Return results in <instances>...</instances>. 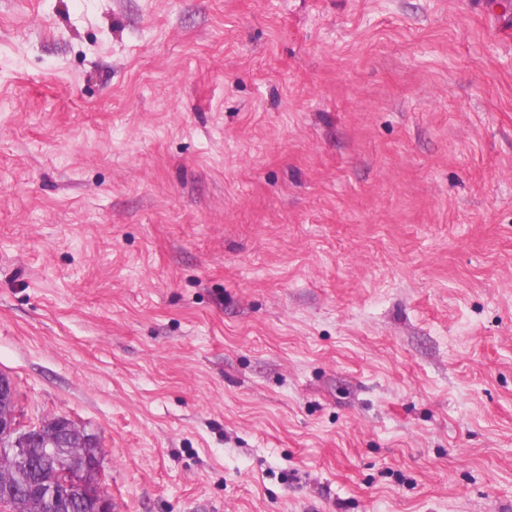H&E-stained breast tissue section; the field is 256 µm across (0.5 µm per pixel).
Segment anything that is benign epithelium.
Here are the masks:
<instances>
[{
    "instance_id": "obj_1",
    "label": "benign epithelium",
    "mask_w": 512,
    "mask_h": 512,
    "mask_svg": "<svg viewBox=\"0 0 512 512\" xmlns=\"http://www.w3.org/2000/svg\"><path fill=\"white\" fill-rule=\"evenodd\" d=\"M69 429V419L59 415L46 420L38 427L20 433L15 412L1 413L0 453L20 454L21 449L17 448V444L11 445L7 443V439L22 436L26 442L37 445L54 459L66 464L63 476L79 507L86 508V512H112L108 495L98 482L101 469L100 455L90 457L70 455L69 444L61 437V433Z\"/></svg>"
}]
</instances>
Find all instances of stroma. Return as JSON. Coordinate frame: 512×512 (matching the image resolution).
<instances>
[{
  "label": "stroma",
  "mask_w": 512,
  "mask_h": 512,
  "mask_svg": "<svg viewBox=\"0 0 512 512\" xmlns=\"http://www.w3.org/2000/svg\"><path fill=\"white\" fill-rule=\"evenodd\" d=\"M0 373L118 512H512V0H0Z\"/></svg>",
  "instance_id": "obj_1"
}]
</instances>
